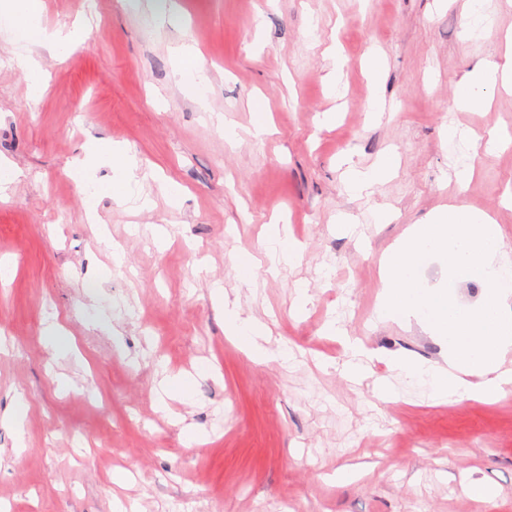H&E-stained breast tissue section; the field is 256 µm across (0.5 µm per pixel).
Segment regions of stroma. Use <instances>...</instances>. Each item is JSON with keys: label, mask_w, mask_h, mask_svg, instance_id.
<instances>
[{"label": "stroma", "mask_w": 512, "mask_h": 512, "mask_svg": "<svg viewBox=\"0 0 512 512\" xmlns=\"http://www.w3.org/2000/svg\"><path fill=\"white\" fill-rule=\"evenodd\" d=\"M39 0L48 30L87 24L74 49L37 48L39 97L9 64L0 28V161L22 172L0 201V504L11 512H512V395L494 403L430 404L423 388L383 357L435 361L441 348L419 325L376 319L379 261L404 230L448 203L454 169L473 161L463 198L512 238V145L474 155L448 145L444 124L512 130V89L489 107L459 112L454 95L483 60L507 64L512 0H487L492 31H469L467 0ZM192 45L209 79L199 106L173 75L170 49ZM384 60L381 84L364 66ZM344 67H337V60ZM342 69L343 90L329 77ZM380 91L385 110L368 101ZM262 97L271 135H249ZM335 113L330 127L318 124ZM237 125L224 139L218 118ZM125 145L145 177L151 209L118 206L102 186L112 168L77 181L87 141ZM400 156L373 193L344 188L348 164ZM183 189L180 207L162 186ZM394 209L377 224L371 212ZM349 215L363 236H348ZM287 225L293 266L236 284L231 258L261 253L263 227ZM120 243L115 266L100 233ZM242 316L267 323L287 364L253 363L224 331L213 282ZM310 302L293 308L297 289ZM59 326V341L45 336ZM376 356L355 385L338 369L345 338ZM189 374V399L158 406L161 382ZM395 402L373 405L375 377ZM29 410L28 446L15 451L3 416L16 396ZM209 434L187 442V429ZM496 496L487 510L465 486Z\"/></svg>", "instance_id": "stroma-1"}]
</instances>
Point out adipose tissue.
I'll list each match as a JSON object with an SVG mask.
<instances>
[{
	"instance_id": "adipose-tissue-1",
	"label": "adipose tissue",
	"mask_w": 512,
	"mask_h": 512,
	"mask_svg": "<svg viewBox=\"0 0 512 512\" xmlns=\"http://www.w3.org/2000/svg\"><path fill=\"white\" fill-rule=\"evenodd\" d=\"M34 0H9L5 11L22 20L20 27L26 46L13 51L11 64L32 85H39L41 74L32 55L36 46H77L84 30L48 31L33 14ZM512 85V69L487 62L471 71L454 98V106L469 111L488 105L489 89ZM112 166L109 186L116 202L139 201V164L127 148L118 142L86 146L83 157L74 162L77 177L100 162ZM400 166L394 152L383 154L368 169L349 167L345 184L350 193H372L375 185L391 178ZM473 164L461 166L456 173L457 195L447 208L428 223L414 224L384 254L380 262L382 293L378 317L387 322H416L436 336L442 349L439 361L388 356V363L400 371L410 384L424 388L437 402L467 398L493 402L512 394V242L488 212L465 204L460 196L472 179ZM264 255L243 249L233 257V267L241 284L251 285L256 268L267 266L277 271L292 264L299 253L297 243L286 230L269 225ZM439 261L446 272L444 280L431 286L420 278L421 268ZM465 281L479 282L484 288L480 303L460 301L457 287ZM227 336L233 338L248 356L259 364L282 359L280 350L269 345L268 325L241 317L236 308L224 310Z\"/></svg>"
}]
</instances>
